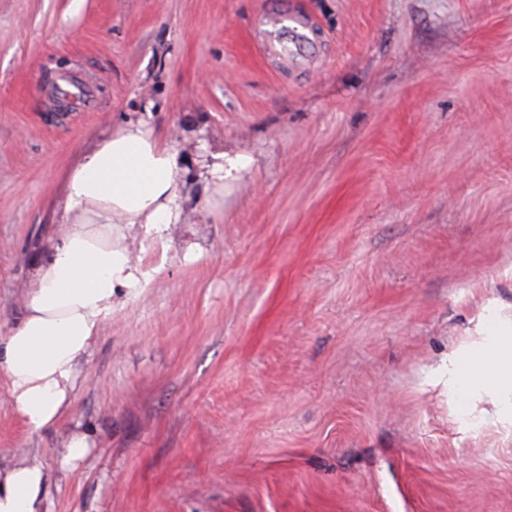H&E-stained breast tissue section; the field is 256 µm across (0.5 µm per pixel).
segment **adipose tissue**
<instances>
[{"label":"adipose tissue","instance_id":"ef3b65f1","mask_svg":"<svg viewBox=\"0 0 512 512\" xmlns=\"http://www.w3.org/2000/svg\"><path fill=\"white\" fill-rule=\"evenodd\" d=\"M182 157L142 123L119 128L86 151L66 180L65 223L38 265L21 319L0 336V379L29 432L53 427L70 405L83 358L111 319L115 293L147 281L127 243L135 227L162 233L178 223ZM478 315L473 342L448 353L428 383L456 398L463 416L491 397L512 423V304ZM50 474L35 457L0 465V512H45Z\"/></svg>","mask_w":512,"mask_h":512}]
</instances>
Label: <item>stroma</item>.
<instances>
[{
  "instance_id": "35a3bbf8",
  "label": "stroma",
  "mask_w": 512,
  "mask_h": 512,
  "mask_svg": "<svg viewBox=\"0 0 512 512\" xmlns=\"http://www.w3.org/2000/svg\"><path fill=\"white\" fill-rule=\"evenodd\" d=\"M138 121L184 162L179 223L131 233L148 284L54 427L0 380L47 512H512V426L426 384L512 303V0H0V336L69 171Z\"/></svg>"
}]
</instances>
